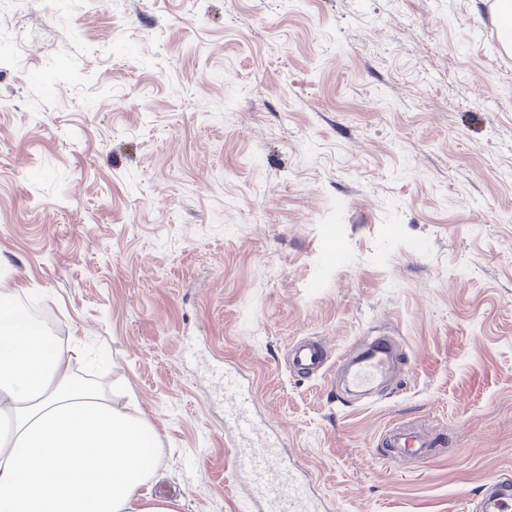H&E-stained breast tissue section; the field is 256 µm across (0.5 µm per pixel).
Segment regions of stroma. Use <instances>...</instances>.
<instances>
[{"instance_id": "obj_1", "label": "stroma", "mask_w": 512, "mask_h": 512, "mask_svg": "<svg viewBox=\"0 0 512 512\" xmlns=\"http://www.w3.org/2000/svg\"><path fill=\"white\" fill-rule=\"evenodd\" d=\"M2 289L135 405L177 512H251L226 364L326 512H466L512 475L496 0H0ZM303 336H390L404 364L355 400L290 372ZM410 420L449 453L388 459Z\"/></svg>"}]
</instances>
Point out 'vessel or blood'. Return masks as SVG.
Returning <instances> with one entry per match:
<instances>
[{
    "label": "vessel or blood",
    "instance_id": "obj_1",
    "mask_svg": "<svg viewBox=\"0 0 512 512\" xmlns=\"http://www.w3.org/2000/svg\"><path fill=\"white\" fill-rule=\"evenodd\" d=\"M394 354L393 340L376 336L360 354L347 350L333 360L346 374L349 387L365 392L387 374ZM329 360L332 358L324 345L316 341H297L289 347V366L298 377L324 375ZM219 394L224 402V422L232 434L234 477L250 485L252 499L261 512H318L317 505L292 477L289 467L277 457L274 445L259 439L253 396L244 391L236 374L224 373ZM384 439L386 447L394 449L396 456L406 458L433 456L435 449L443 445L437 434L420 425L389 427ZM478 512H512V479L503 476L492 479Z\"/></svg>",
    "mask_w": 512,
    "mask_h": 512
}]
</instances>
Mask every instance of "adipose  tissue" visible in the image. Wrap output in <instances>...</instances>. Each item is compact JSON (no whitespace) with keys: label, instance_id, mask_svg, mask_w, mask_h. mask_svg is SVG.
Returning <instances> with one entry per match:
<instances>
[{"label":"adipose tissue","instance_id":"obj_1","mask_svg":"<svg viewBox=\"0 0 512 512\" xmlns=\"http://www.w3.org/2000/svg\"><path fill=\"white\" fill-rule=\"evenodd\" d=\"M78 354L0 296V512H176L152 429L76 378Z\"/></svg>","mask_w":512,"mask_h":512}]
</instances>
